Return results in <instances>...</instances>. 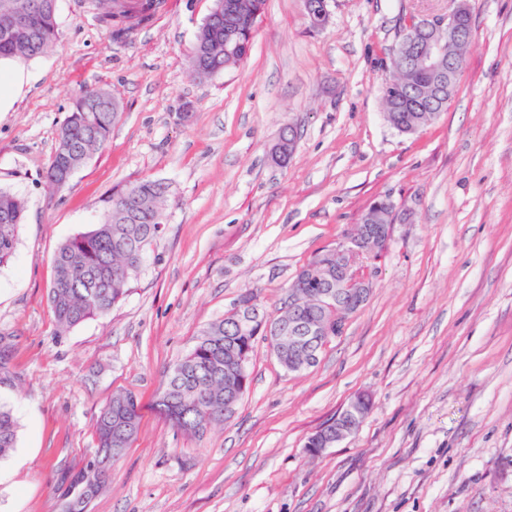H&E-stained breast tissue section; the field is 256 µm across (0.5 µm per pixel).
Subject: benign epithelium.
Wrapping results in <instances>:
<instances>
[{"instance_id":"obj_1","label":"benign epithelium","mask_w":512,"mask_h":512,"mask_svg":"<svg viewBox=\"0 0 512 512\" xmlns=\"http://www.w3.org/2000/svg\"><path fill=\"white\" fill-rule=\"evenodd\" d=\"M328 2L303 0L304 13L312 27L320 29L329 23L331 13ZM454 4L450 14L425 19L418 40L401 45L392 61L397 67L407 66L432 74L437 79L435 87L439 91L446 82L453 81L459 70L460 59L448 56V47H462L471 41L473 22L470 0H454ZM27 26L28 12L25 8L13 7L0 11L1 32L22 33ZM385 206V202L374 203L367 223L354 225V229L333 249L336 255V289L320 291L312 296L296 289L290 292L288 302L293 309L308 308V300H314L313 309L318 313L317 319L306 321L294 318L285 327L262 319L260 309L252 301L238 304L237 311L242 322L247 326L259 323V329L265 332L266 339L288 336V349L292 352L288 360V372H304L313 367L317 360L318 344L339 333L349 316L367 303L371 282L362 261L380 255L391 240L393 224L374 223L376 215ZM228 362L235 374L236 383L224 399L226 417L233 413L238 404L248 374V359L231 351L228 353ZM361 421L360 416H354L348 421L341 416L336 417L335 427H323L311 437L312 442L318 444V447L311 449V453L318 456L340 443L357 431ZM109 473L107 460L98 459L92 466L89 479L91 495H97Z\"/></svg>"}]
</instances>
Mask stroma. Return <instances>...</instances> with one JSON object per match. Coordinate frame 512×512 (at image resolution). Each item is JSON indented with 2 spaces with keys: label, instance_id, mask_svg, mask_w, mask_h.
I'll return each instance as SVG.
<instances>
[{
  "label": "stroma",
  "instance_id": "obj_1",
  "mask_svg": "<svg viewBox=\"0 0 512 512\" xmlns=\"http://www.w3.org/2000/svg\"><path fill=\"white\" fill-rule=\"evenodd\" d=\"M213 0H164L113 35L94 0H59V41L0 112V187L26 201L0 267V335L14 344L18 421L0 460V512H61L95 451V419L138 399L137 436L88 512H512V0H470L474 36L448 108L416 134L385 120L389 53L417 14L450 0H267L251 50L200 81L189 53ZM105 87L122 112L63 188L46 178L76 93ZM287 165L269 150L283 125ZM170 184L166 230L126 299L60 332L53 256L97 223L113 187ZM396 223L366 266L368 303L317 364L286 372L269 341L223 424L177 430L155 409L200 331L256 290L267 311L315 253L374 199ZM361 392L359 431L318 457L307 438ZM329 0H303L304 13L313 28L325 27L331 17L328 9Z\"/></svg>",
  "mask_w": 512,
  "mask_h": 512
}]
</instances>
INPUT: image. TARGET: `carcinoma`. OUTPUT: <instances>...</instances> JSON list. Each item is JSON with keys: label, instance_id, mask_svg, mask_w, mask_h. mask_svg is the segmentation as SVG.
Instances as JSON below:
<instances>
[{"label": "carcinoma", "instance_id": "cac0c4a2", "mask_svg": "<svg viewBox=\"0 0 512 512\" xmlns=\"http://www.w3.org/2000/svg\"><path fill=\"white\" fill-rule=\"evenodd\" d=\"M58 0H0L18 3L31 10L29 27L20 36L0 33V60L32 59L42 56L58 40ZM235 5L232 15L217 16L220 3L213 7L198 28L191 49V70L204 67L218 75L238 66L243 58L224 53L228 35L246 39L247 26L256 22L255 11L263 0H227ZM157 0H140L137 7L127 0H100V21L117 32L145 23L153 14ZM404 83L394 99H382L389 125L402 131L401 125L424 127L437 115L420 111L423 101L433 94L431 78L406 70L392 72ZM70 118L59 127L57 147L48 175L63 172L67 163L85 165L109 140L112 126L120 115V102L106 89L82 92L75 100ZM124 197L109 192L98 200L99 222L58 247L53 257L55 278L49 291L51 309L61 332L89 319L107 315L120 304L143 268L131 262V254H146L165 229L168 186L154 179H142L122 188ZM25 201L8 189L0 188V267L12 259L24 223ZM236 311L205 327L191 351L170 372L162 401H171L189 414L184 424L191 428L224 422V394L227 373L224 365V337H238L239 346L253 352L258 339L256 327L239 329ZM12 343L0 336V387L16 379L12 364ZM140 415L130 394H118L109 401L96 419L97 448L130 447L138 432ZM18 422L12 409L0 402V459L8 457L17 445Z\"/></svg>", "mask_w": 512, "mask_h": 512}]
</instances>
